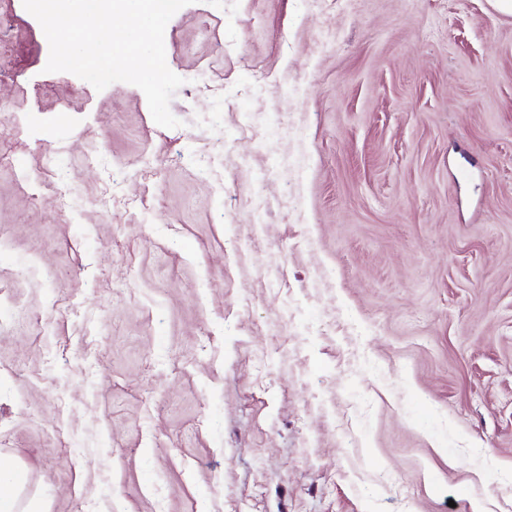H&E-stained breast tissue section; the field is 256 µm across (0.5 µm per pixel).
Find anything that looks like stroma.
<instances>
[{
  "instance_id": "1",
  "label": "stroma",
  "mask_w": 512,
  "mask_h": 512,
  "mask_svg": "<svg viewBox=\"0 0 512 512\" xmlns=\"http://www.w3.org/2000/svg\"><path fill=\"white\" fill-rule=\"evenodd\" d=\"M164 43L172 129L46 72L0 0V456L27 494L512 512V14L194 0Z\"/></svg>"
}]
</instances>
